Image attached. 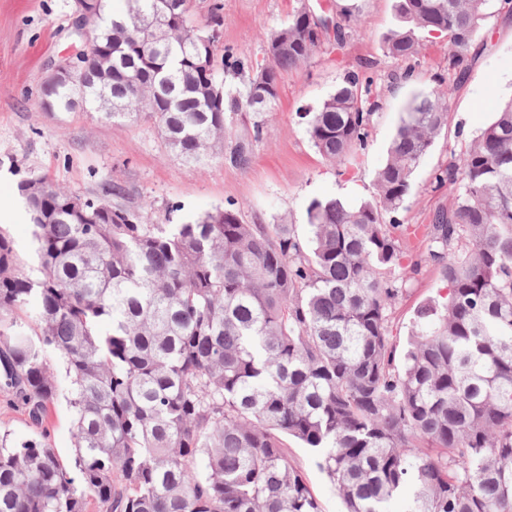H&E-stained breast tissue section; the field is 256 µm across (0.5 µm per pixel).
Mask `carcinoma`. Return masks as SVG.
Here are the masks:
<instances>
[{
    "mask_svg": "<svg viewBox=\"0 0 512 512\" xmlns=\"http://www.w3.org/2000/svg\"><path fill=\"white\" fill-rule=\"evenodd\" d=\"M89 2L85 51L109 62L78 91L42 84L39 107L70 111L79 98L114 123L149 121L169 152L200 166L224 156L226 114L270 111L281 73L320 48L314 26L333 23L339 46L352 23L300 5L263 34L264 62L234 92L217 72L243 63L201 43L208 29L189 24L192 0H125L116 12ZM504 8L512 0H399L403 26L385 53L412 60L416 32L436 31L461 81L478 33ZM159 9L178 34L155 45L145 22ZM281 36L288 51L275 53ZM114 99L131 111H108ZM449 100L439 87L410 102L374 199L312 201L305 241L291 224H247L233 207L148 224L151 204L129 209L110 180L80 210L74 191L22 180L39 275L20 269L0 235V389L39 437L0 440V512H86L90 500L99 512H321L286 438L314 451L346 512H387L407 487L408 512H512V99L435 173L455 195L408 267L416 231L395 217ZM377 108L371 81L351 74L302 118L318 152L341 164L365 146ZM263 134L253 121L230 162L247 168ZM423 264L447 282V300L418 308L398 363L390 315ZM58 357L72 395L70 467L46 426Z\"/></svg>",
    "mask_w": 512,
    "mask_h": 512,
    "instance_id": "1",
    "label": "carcinoma"
}]
</instances>
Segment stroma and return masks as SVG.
Returning <instances> with one entry per match:
<instances>
[{
	"mask_svg": "<svg viewBox=\"0 0 512 512\" xmlns=\"http://www.w3.org/2000/svg\"><path fill=\"white\" fill-rule=\"evenodd\" d=\"M218 1L223 5L220 44L236 52L246 69L263 59L260 33L286 23L297 5V0ZM306 2L318 14L350 11L356 22L342 46L323 45L307 65L282 72L279 98L264 115V137L254 143L251 164L243 170L225 157L205 167L185 162L166 151L149 123L116 124L94 111H40L37 101L47 68L80 46L71 29L74 0H0V206L13 203L10 216L0 219V234L11 241L24 273L36 276L38 265L32 226L18 195L26 177L43 176L88 196L104 179H112L126 188L127 205L137 208L152 201L155 224H184L234 203L241 206L245 222L291 224L304 238L313 200L336 198L357 206L372 199L375 172L406 103L440 84L450 91V119L419 162L412 196L398 217L424 225L437 208L448 205L452 191L436 184V170L491 121L502 101L512 98V16L501 13L487 21L460 83L449 64L446 36L420 33L422 51L410 63L386 55L384 40L399 25L398 0ZM351 72L372 79L380 107L366 149L338 165L316 151L302 115L314 111ZM447 294L433 267L411 278L391 317L397 343H406L418 306ZM68 396V390H61L47 422L50 442L67 464L73 458ZM287 447L323 512H342L334 486L315 465L310 449L292 440Z\"/></svg>",
	"mask_w": 512,
	"mask_h": 512,
	"instance_id": "35a3bbf8",
	"label": "stroma"
}]
</instances>
